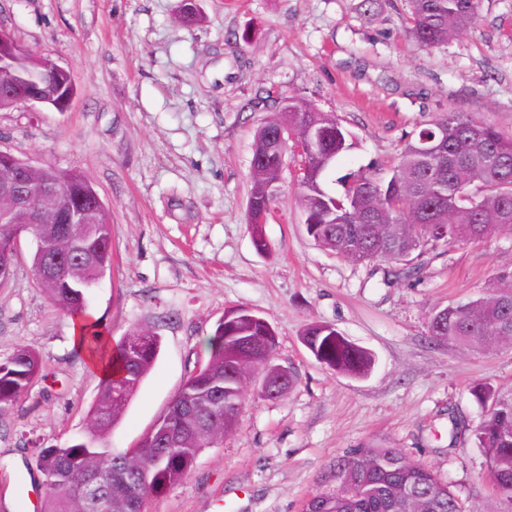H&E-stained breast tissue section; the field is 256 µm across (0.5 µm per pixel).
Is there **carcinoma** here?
Returning <instances> with one entry per match:
<instances>
[{"instance_id": "obj_1", "label": "carcinoma", "mask_w": 512, "mask_h": 512, "mask_svg": "<svg viewBox=\"0 0 512 512\" xmlns=\"http://www.w3.org/2000/svg\"><path fill=\"white\" fill-rule=\"evenodd\" d=\"M408 36L424 48L445 44L477 24L481 0H406ZM282 127L298 135L310 127L320 133L323 149L335 163L357 148L355 135L335 116L290 97L288 110L275 103L271 116L255 134L247 209L255 248L269 251L263 232L278 197L267 194L281 184L282 172L262 161L274 153L264 129ZM436 136L437 153L429 160L417 150L424 136ZM298 181L299 205L310 237L324 250L352 262L380 259L395 265L391 276L418 279L420 264L412 255L439 244H465L512 233V138L492 125L457 112H444L423 124L402 146L387 171L359 170L341 179L343 192L329 187V172ZM39 186L63 189L55 201L42 203L45 215L83 198L99 211L98 223L38 224L33 275L51 303L74 320L85 321L78 348L112 360L116 376L100 379L88 410V425L77 438L58 448H40L36 464L44 476L46 512H94L90 491H99L108 512H146L149 500L167 493L194 468L205 448L224 441L238 424L245 405V382L256 370L273 372L265 354L276 347V334L262 317L229 308L206 341V354L163 413L168 444L157 454L160 433L147 432L138 446L139 478L118 460L124 452L107 439L143 380L153 368L160 340L140 326L131 327L113 346L98 322L89 320L87 290L112 266V224L108 209L92 183L80 173L45 165L32 174ZM429 336L452 341L467 351L483 352L512 345V273L502 274L484 294L432 312ZM303 340L315 358L338 373L362 378L371 373L374 355L334 326L312 323ZM233 364L230 386L236 408L224 410L212 383L224 381ZM42 371L32 349L18 345L0 357V414L26 393ZM472 394L482 409L472 430L486 463L500 512H512V388L477 383ZM336 485L311 496L303 512H463L458 495L426 464L409 460L398 448H358L336 463Z\"/></svg>"}]
</instances>
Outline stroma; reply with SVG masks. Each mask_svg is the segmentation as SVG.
<instances>
[{
    "label": "stroma",
    "instance_id": "stroma-1",
    "mask_svg": "<svg viewBox=\"0 0 512 512\" xmlns=\"http://www.w3.org/2000/svg\"><path fill=\"white\" fill-rule=\"evenodd\" d=\"M0 0V26L23 48L69 71L67 111H0V150L85 175L112 219V267L88 291L113 342L130 326L161 341L155 365L113 429L136 447L195 369L225 309L242 307L276 333L275 361L296 375L283 397L246 392L236 430L204 449L189 476L147 512H303L338 459L386 446L433 467L465 512H498L469 432L481 418L471 389L512 384V349L461 353L427 334L431 312L480 296L512 272V236L442 245L419 258L417 280L390 263H353L319 248L296 202L299 156L288 152L281 193L257 252L246 220L254 134L269 114L256 92L300 96L353 132L358 146L332 173L390 168L409 135L441 112L472 114L512 137V0H482L476 28L425 49L406 34L405 0ZM22 239L0 287V354L38 352L44 376L0 414V512L18 488L42 492L36 452L82 434L99 378L77 350L72 319L31 274ZM334 325L370 350L352 378L319 363L302 341ZM469 425L457 441L448 416Z\"/></svg>",
    "mask_w": 512,
    "mask_h": 512
}]
</instances>
